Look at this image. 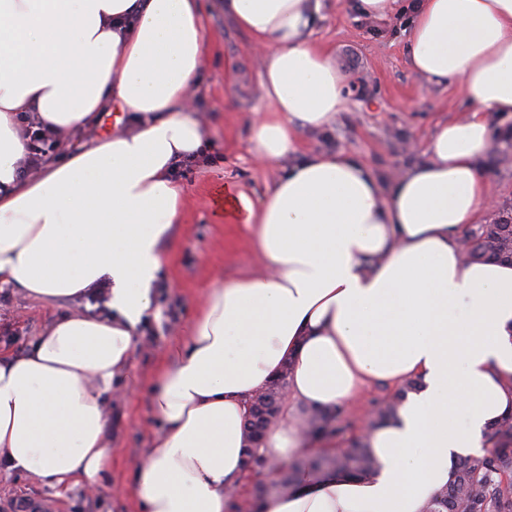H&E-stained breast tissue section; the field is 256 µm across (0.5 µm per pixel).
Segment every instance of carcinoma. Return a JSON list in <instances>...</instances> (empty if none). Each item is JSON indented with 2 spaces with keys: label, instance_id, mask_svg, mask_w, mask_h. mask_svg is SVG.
Wrapping results in <instances>:
<instances>
[{
  "label": "carcinoma",
  "instance_id": "carcinoma-1",
  "mask_svg": "<svg viewBox=\"0 0 512 512\" xmlns=\"http://www.w3.org/2000/svg\"><path fill=\"white\" fill-rule=\"evenodd\" d=\"M465 237L474 247L464 252L465 260L510 261L512 250V217L503 216L494 224H479L468 228ZM416 382L408 381L393 394L382 398L374 411V422L393 416L404 394L414 389ZM341 408L309 412L305 433L313 443L342 441L344 428L337 423ZM493 448L479 457L464 460L456 469L455 478L441 489L428 512H512V415L497 420L491 427ZM246 464L254 473L267 472L274 476L272 487L285 491L291 486L295 473L303 470H334L362 477L375 470L377 461L367 450L364 438L355 440L342 454L324 452L297 459L286 465L270 464L250 452Z\"/></svg>",
  "mask_w": 512,
  "mask_h": 512
}]
</instances>
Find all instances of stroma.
Returning a JSON list of instances; mask_svg holds the SVG:
<instances>
[{
    "instance_id": "1",
    "label": "stroma",
    "mask_w": 512,
    "mask_h": 512,
    "mask_svg": "<svg viewBox=\"0 0 512 512\" xmlns=\"http://www.w3.org/2000/svg\"><path fill=\"white\" fill-rule=\"evenodd\" d=\"M217 2L198 0L207 54L192 90L217 147L207 163L193 165L181 179L185 188L182 219L173 228L171 259L154 283V315L142 324L141 342L131 353L124 379L127 395L112 397L108 403L112 467L104 487L91 494L74 484L58 492L25 474H1L0 512H18L24 499L46 512H141L134 471L160 429L149 402L168 345L195 317L207 288L259 268L242 217L225 216L217 210L215 199L229 186L251 203H260L298 158L291 155L272 166L254 159L251 120L269 110L259 89L260 63L252 38ZM407 20L400 13L368 17L358 10L357 0H321L311 26L312 39L333 54L347 75L349 104L331 128L302 133L303 151L347 153L389 185L396 174L423 159L437 121L467 113L458 83L432 85L410 70ZM485 120L491 133L485 164L491 173L493 205L484 210L480 221L491 224L503 211H512V114L489 112ZM133 127L129 113H99L73 142L61 144L53 159L63 162L73 147L131 132ZM70 313L103 318L110 310L95 289L60 306L7 286L0 288V352L28 349L47 325ZM389 393L388 387L374 385L345 406L341 416L345 441L361 436L375 401Z\"/></svg>"
}]
</instances>
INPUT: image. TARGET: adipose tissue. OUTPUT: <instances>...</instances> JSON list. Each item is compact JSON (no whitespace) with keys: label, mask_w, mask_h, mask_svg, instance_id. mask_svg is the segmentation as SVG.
I'll use <instances>...</instances> for the list:
<instances>
[{"label":"adipose tissue","mask_w":512,"mask_h":512,"mask_svg":"<svg viewBox=\"0 0 512 512\" xmlns=\"http://www.w3.org/2000/svg\"><path fill=\"white\" fill-rule=\"evenodd\" d=\"M319 0H224L250 34L269 113L251 152L270 163L336 122L345 74L310 38ZM207 52L196 0H0V286L52 302L109 286L111 317L69 314L26 351L0 353V471L97 491L112 466L107 400L154 309L183 189L176 162L203 157L209 129L190 97ZM412 70L456 80L469 105L438 122L426 159L384 187L340 153L314 154L244 213L259 272L210 288L175 337L151 394L163 423L136 467L144 512H228L252 447L254 398L285 379L258 454H301L302 422L369 384L419 380L369 431V476L300 472L262 512H427L460 460L490 450L512 413V264L467 263L464 229L490 204L486 112L512 113V0H415ZM114 105L136 131L21 178V113L62 141Z\"/></svg>","instance_id":"adipose-tissue-1"}]
</instances>
